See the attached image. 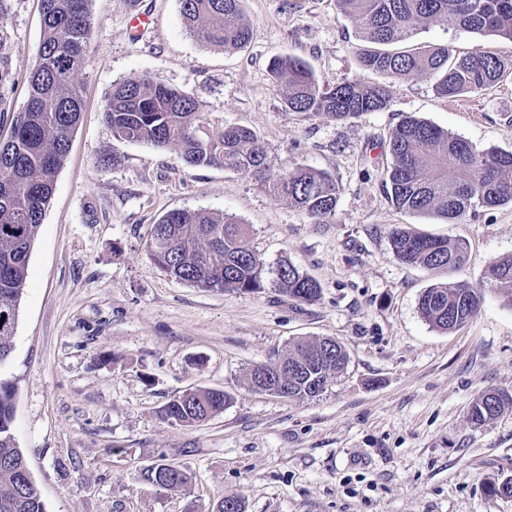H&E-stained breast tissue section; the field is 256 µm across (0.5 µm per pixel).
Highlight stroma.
Segmentation results:
<instances>
[{
	"mask_svg": "<svg viewBox=\"0 0 512 512\" xmlns=\"http://www.w3.org/2000/svg\"><path fill=\"white\" fill-rule=\"evenodd\" d=\"M250 42L235 52L189 36L180 0H91L92 37L75 76L83 112L33 243L10 359L14 435L48 512H216L225 495L245 512H512L489 488L512 479V409L485 425L468 417L486 391L512 395V307L483 278L512 253V205L449 224L396 209L381 175L389 135L413 116L478 149L512 151V77L478 96L442 99L424 74L390 85L380 112L336 121L285 109L272 58L298 57L319 82H380L336 0H242ZM149 16L140 32L134 15ZM41 38L40 0H0V139L26 104L25 78ZM412 46L480 48L512 63V40L430 23ZM147 72L194 98L214 126L253 129L271 170L333 175L336 215L304 211L236 171L189 167L177 151L116 139L103 119L114 81ZM117 165H104L109 156ZM173 209L235 215L268 264L314 278L313 303L278 290L209 292L149 258L153 224ZM464 239L455 271L409 266L389 232ZM463 282L483 295L462 328H432L423 290ZM333 338L349 356L328 391L293 400L245 388V374L295 340ZM232 401L193 427L163 407L188 389ZM181 465L187 488L163 491L143 467Z\"/></svg>",
	"mask_w": 512,
	"mask_h": 512,
	"instance_id": "obj_1",
	"label": "stroma"
}]
</instances>
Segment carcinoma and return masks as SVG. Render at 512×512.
Masks as SVG:
<instances>
[{
	"mask_svg": "<svg viewBox=\"0 0 512 512\" xmlns=\"http://www.w3.org/2000/svg\"><path fill=\"white\" fill-rule=\"evenodd\" d=\"M91 0H41V43L26 79V106L7 138L0 140V364L12 351V336L27 278L30 249L64 164L71 134L80 122L82 99L74 80L90 40ZM364 40L378 45L360 53L364 70L394 81L424 73L439 75L432 86L440 98L480 95L512 76L508 65L475 49L459 55L450 44L395 51L389 46L410 40L426 23L512 40V0H337ZM185 31L224 51L243 48L251 32L241 0H180ZM270 72L283 92V104L308 118H357L390 106L381 84L361 80L320 85L313 70L290 56L272 59ZM115 138L175 149L190 167H221L248 177L326 224L336 214L341 187L330 174L308 167L275 174L257 134L246 127L214 128L204 121L190 96L146 73L115 82L104 112ZM392 162L382 180L388 199L399 210L433 214L451 224L472 220L481 208L512 205V152L479 150L469 142L414 117L391 132ZM249 228L235 216L205 210H171L152 226L146 241L150 259L167 275L195 288L255 293L270 283L291 299L314 302L320 285L297 266H269L248 245ZM394 255L403 263L433 270L455 269L468 257L467 245L390 230ZM485 278L512 307V255L490 263ZM481 295L467 283H440L419 299L422 318L439 331H455L477 312ZM348 364L344 346L331 338L300 339L264 367L288 368L287 399H313L318 380L332 382ZM13 394L0 382V512H47L35 488L24 454L13 435ZM231 403L222 390H189L168 402L169 421L192 426ZM512 408V397L487 392L475 399L469 418L483 425ZM143 481L165 491L186 487L191 476L173 463H156Z\"/></svg>",
	"mask_w": 512,
	"mask_h": 512,
	"instance_id": "1",
	"label": "carcinoma"
}]
</instances>
